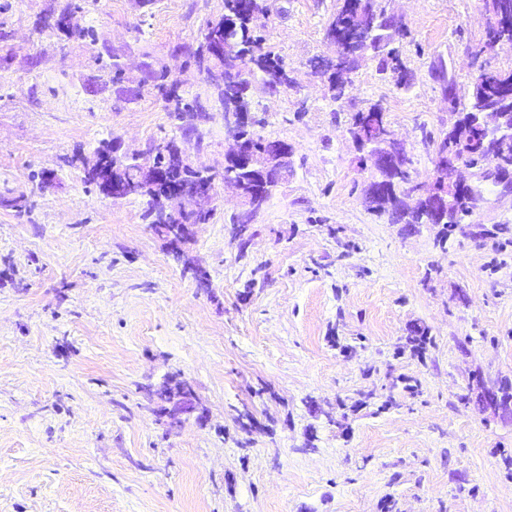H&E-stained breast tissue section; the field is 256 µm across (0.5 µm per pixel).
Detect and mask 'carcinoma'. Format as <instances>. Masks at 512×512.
Segmentation results:
<instances>
[{"mask_svg": "<svg viewBox=\"0 0 512 512\" xmlns=\"http://www.w3.org/2000/svg\"><path fill=\"white\" fill-rule=\"evenodd\" d=\"M263 0H224V12L208 21L202 31V42L194 61L208 63L207 74L210 83L218 91L224 111L241 112L249 118L244 125L248 150L254 161L260 162L282 144L280 140H271L252 128V124H262L252 115L248 98L251 79L259 75L271 91L286 89L292 85V79L285 61L266 49L264 39L256 32V21L266 14ZM393 24L385 16L378 0H343L342 7L327 28V36L335 46L355 32L368 35L366 48L378 50L388 44L390 35L386 31ZM236 69V76L224 80V68ZM156 88L168 102L174 104L176 118L184 121L182 130L202 138V132L191 122L193 108L183 103L176 90L164 83L165 74L155 76ZM469 102L481 110H495L508 114L512 122V69L500 70L490 80L472 79ZM381 112L372 107L366 112H357L352 117V129L356 134L374 140L375 149L389 156L391 167L377 171L378 177L370 184L367 202L378 212H387L398 224H438L439 235L448 237V216L439 215L429 208L425 197L407 186L404 180L409 177L410 158L404 146L388 139L380 138V124L387 123L382 118L374 123L367 121L370 114ZM156 165L163 173L164 184L179 186L195 182V173L182 164L177 157L178 149L174 142H161L154 146ZM150 196L146 203L144 218L149 224H162L166 214L165 200L169 195L162 191L148 189Z\"/></svg>", "mask_w": 512, "mask_h": 512, "instance_id": "cac0c4a2", "label": "carcinoma"}]
</instances>
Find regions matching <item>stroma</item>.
<instances>
[{
  "instance_id": "obj_1",
  "label": "stroma",
  "mask_w": 512,
  "mask_h": 512,
  "mask_svg": "<svg viewBox=\"0 0 512 512\" xmlns=\"http://www.w3.org/2000/svg\"><path fill=\"white\" fill-rule=\"evenodd\" d=\"M0 0V512H512V190L485 183L462 224L393 223L368 208L377 173L352 133L380 106L411 160L434 149L478 63L486 0H381L406 81L359 59L336 94L326 30L343 0H266L257 28L292 88L248 97L288 172L239 248V200L216 186L214 217L185 249L200 284L142 213L83 180L119 137L127 156L177 139L224 172V111L193 55L223 0ZM119 59L122 72L108 65ZM165 71L201 138L182 137L146 82ZM25 198L24 207L12 199ZM424 329L421 354L407 342ZM190 382L206 413L170 428L146 387Z\"/></svg>"
}]
</instances>
